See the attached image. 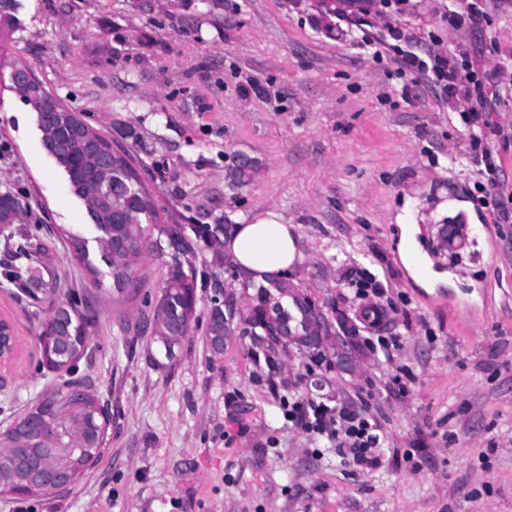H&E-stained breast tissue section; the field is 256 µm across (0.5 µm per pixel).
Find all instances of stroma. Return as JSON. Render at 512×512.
<instances>
[{
	"mask_svg": "<svg viewBox=\"0 0 512 512\" xmlns=\"http://www.w3.org/2000/svg\"><path fill=\"white\" fill-rule=\"evenodd\" d=\"M20 0L0 41V195L24 208L60 276L97 300L90 358L78 374L108 408L98 460L68 488L0 493V512H512V0ZM494 74L488 145L498 203L478 201L479 166L465 99L428 82L405 87V53ZM29 66L61 103L135 157L171 224H249L282 215L304 260L288 276L357 321L347 362L297 349L277 370L255 363L249 337L222 354L205 345L214 278L239 308L237 271L206 246L193 265L197 321L173 357L147 324L167 270L152 255L130 297L93 279L60 229L89 224L67 177L42 145L36 116L10 90ZM255 160L250 182L230 173ZM463 224L449 254L444 224ZM418 228L434 280L412 278L396 245ZM26 267L0 245V320L19 339L0 366V430L63 373L41 364L47 313H33L3 270ZM384 288L380 326L360 322L356 280ZM395 336L389 354L369 336ZM410 392L389 391L400 370ZM301 399L368 413L384 446L372 469L345 464L326 437L288 419Z\"/></svg>",
	"mask_w": 512,
	"mask_h": 512,
	"instance_id": "35a3bbf8",
	"label": "stroma"
}]
</instances>
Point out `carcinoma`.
<instances>
[{
    "instance_id": "cac0c4a2",
    "label": "carcinoma",
    "mask_w": 512,
    "mask_h": 512,
    "mask_svg": "<svg viewBox=\"0 0 512 512\" xmlns=\"http://www.w3.org/2000/svg\"><path fill=\"white\" fill-rule=\"evenodd\" d=\"M18 5L19 0H0V37L13 27ZM37 121L43 147L68 175L72 193L86 205L97 201L92 210L95 223L85 230L66 234L72 257L92 275L98 274L97 261H102L109 269L116 291L126 295L137 290L134 267L146 250H152L167 267L165 285L153 310V335L163 345L166 356H172L195 320L196 277L191 258L197 242L219 247L220 236L227 234L228 227L197 224L192 226L193 236L188 237L178 224L155 223L156 208L149 192L143 184L132 185L128 181L127 168H136L130 154H125L124 163L112 167L111 171L98 173L85 147L89 133L78 125L60 126L50 112L43 113ZM20 217L18 201L9 194L1 195L0 224L9 226ZM9 278L21 286L34 308L60 295V285L45 263L29 266L23 273L11 270ZM241 286L254 290L244 311L234 300L224 298L223 281L216 278L211 284L214 297L205 336L215 354L223 350L224 338L239 328L273 369L277 357L288 353L292 345L322 356L331 337L341 332L351 338L357 333L356 328L347 327L344 321L340 322V331L332 330L310 298L295 294V285L286 275L267 277L260 282L248 277L241 281ZM97 314L96 300L88 295L78 296L69 291L65 299L52 303L48 317L54 332L52 350L42 349V356L52 362L51 368H64L73 374L78 371ZM97 401L98 397L78 378L69 379L42 396L40 403L50 408L61 446L75 441L87 448V457L97 454L100 429Z\"/></svg>"
}]
</instances>
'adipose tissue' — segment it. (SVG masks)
Instances as JSON below:
<instances>
[{"mask_svg": "<svg viewBox=\"0 0 512 512\" xmlns=\"http://www.w3.org/2000/svg\"><path fill=\"white\" fill-rule=\"evenodd\" d=\"M225 250L241 274L258 280L287 273L303 260L294 225L283 223L271 211L254 223L237 225Z\"/></svg>", "mask_w": 512, "mask_h": 512, "instance_id": "1", "label": "adipose tissue"}]
</instances>
